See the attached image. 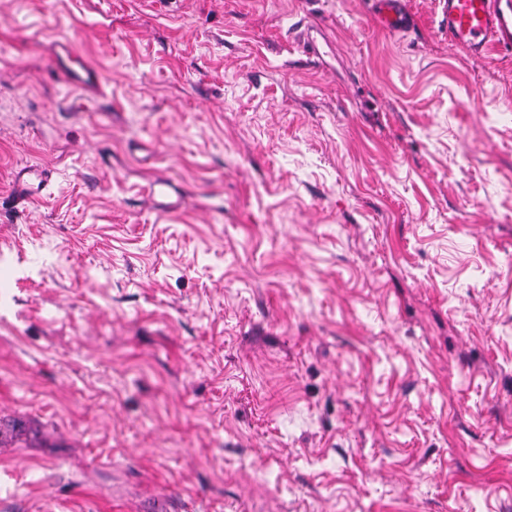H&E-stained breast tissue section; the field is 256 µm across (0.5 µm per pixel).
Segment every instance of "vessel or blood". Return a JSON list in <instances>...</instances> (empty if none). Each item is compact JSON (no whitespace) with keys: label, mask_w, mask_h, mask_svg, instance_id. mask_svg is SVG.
I'll return each mask as SVG.
<instances>
[{"label":"vessel or blood","mask_w":512,"mask_h":512,"mask_svg":"<svg viewBox=\"0 0 512 512\" xmlns=\"http://www.w3.org/2000/svg\"><path fill=\"white\" fill-rule=\"evenodd\" d=\"M448 40L476 56L492 50L512 48V0H444ZM383 27L390 32H405L413 19L405 0H375ZM56 67L61 78L79 90L92 92L102 83L99 70L70 41L58 43ZM49 174L39 165H24L14 175V194L23 201L43 195Z\"/></svg>","instance_id":"1"}]
</instances>
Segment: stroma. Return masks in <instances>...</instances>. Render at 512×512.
<instances>
[{
  "instance_id": "obj_1",
  "label": "stroma",
  "mask_w": 512,
  "mask_h": 512,
  "mask_svg": "<svg viewBox=\"0 0 512 512\" xmlns=\"http://www.w3.org/2000/svg\"><path fill=\"white\" fill-rule=\"evenodd\" d=\"M408 2L0 0V512H512V49ZM375 7L383 27L390 32H405L412 28L413 19L405 0H375ZM56 67L61 78L80 91L94 92L102 84L99 70L69 40L58 42ZM49 181L48 171L39 165H24L14 175V194L22 200H38Z\"/></svg>"
}]
</instances>
